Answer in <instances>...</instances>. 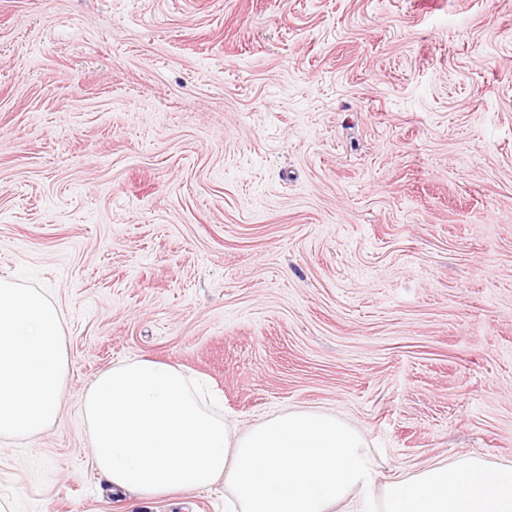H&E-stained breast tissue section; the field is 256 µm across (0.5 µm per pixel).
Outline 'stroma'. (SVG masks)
I'll use <instances>...</instances> for the list:
<instances>
[{
	"mask_svg": "<svg viewBox=\"0 0 512 512\" xmlns=\"http://www.w3.org/2000/svg\"><path fill=\"white\" fill-rule=\"evenodd\" d=\"M0 277L66 338L0 512H225L94 468L85 391L133 359L240 431L335 416L380 487L512 464V0H0Z\"/></svg>",
	"mask_w": 512,
	"mask_h": 512,
	"instance_id": "1",
	"label": "stroma"
}]
</instances>
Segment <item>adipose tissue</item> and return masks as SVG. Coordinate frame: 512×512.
<instances>
[{
    "instance_id": "1",
    "label": "adipose tissue",
    "mask_w": 512,
    "mask_h": 512,
    "mask_svg": "<svg viewBox=\"0 0 512 512\" xmlns=\"http://www.w3.org/2000/svg\"><path fill=\"white\" fill-rule=\"evenodd\" d=\"M66 372L61 317L0 278V434L53 424ZM92 459L120 490L156 498L223 480L234 512H331L374 484L367 443L327 413L294 409L240 432L180 370L153 360L103 371L83 400ZM383 512H512V465L479 455L385 484Z\"/></svg>"
}]
</instances>
